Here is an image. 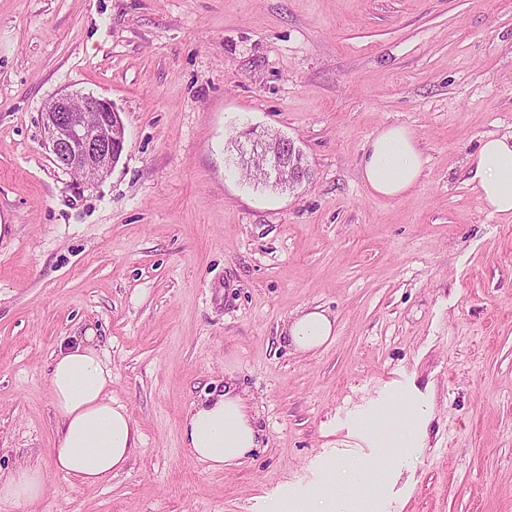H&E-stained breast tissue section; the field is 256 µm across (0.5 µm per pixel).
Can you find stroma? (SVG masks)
<instances>
[{"instance_id": "stroma-1", "label": "stroma", "mask_w": 512, "mask_h": 512, "mask_svg": "<svg viewBox=\"0 0 512 512\" xmlns=\"http://www.w3.org/2000/svg\"><path fill=\"white\" fill-rule=\"evenodd\" d=\"M68 92L125 125L89 184L41 121ZM387 124L426 159L398 199L359 167ZM249 127L294 139L309 182L234 172ZM491 135H512V0H0V474H50L27 512H297L336 460L373 466L361 512H512V217L469 172ZM314 307L331 343L280 345ZM84 336L142 433L93 486L51 456L50 366ZM228 382L265 446L213 471L181 422ZM423 400L424 447L381 450L373 422Z\"/></svg>"}]
</instances>
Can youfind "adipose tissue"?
I'll use <instances>...</instances> for the list:
<instances>
[{"label":"adipose tissue","mask_w":512,"mask_h":512,"mask_svg":"<svg viewBox=\"0 0 512 512\" xmlns=\"http://www.w3.org/2000/svg\"><path fill=\"white\" fill-rule=\"evenodd\" d=\"M472 164L476 191L490 213L512 217V135L490 136ZM425 159L413 133L389 124L370 139L361 174L375 194L394 199L417 185ZM285 341L298 352L314 351L336 335V319L323 309L299 313L286 322ZM56 421L51 450L55 474L95 485L122 471L141 445L142 435L126 409L112 399V371L91 346L77 344L59 351L49 374ZM430 406L407 407L401 416L386 414L378 429L383 444L422 446ZM191 455L221 471L241 465L263 447L246 399L234 384L222 393L192 403L182 423ZM48 474L27 467L0 478V503L25 508L41 499Z\"/></svg>","instance_id":"1"}]
</instances>
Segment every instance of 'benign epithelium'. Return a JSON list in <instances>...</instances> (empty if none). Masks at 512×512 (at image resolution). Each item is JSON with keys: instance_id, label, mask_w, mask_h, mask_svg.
<instances>
[{"instance_id": "1", "label": "benign epithelium", "mask_w": 512, "mask_h": 512, "mask_svg": "<svg viewBox=\"0 0 512 512\" xmlns=\"http://www.w3.org/2000/svg\"><path fill=\"white\" fill-rule=\"evenodd\" d=\"M42 121L49 151L61 169L86 182L106 176L126 146L125 126L111 100L92 94L65 93L44 107ZM244 138L255 141L239 163L247 165L257 154L267 156L264 182L292 190L311 178L305 155L296 142L279 132L251 129Z\"/></svg>"}]
</instances>
